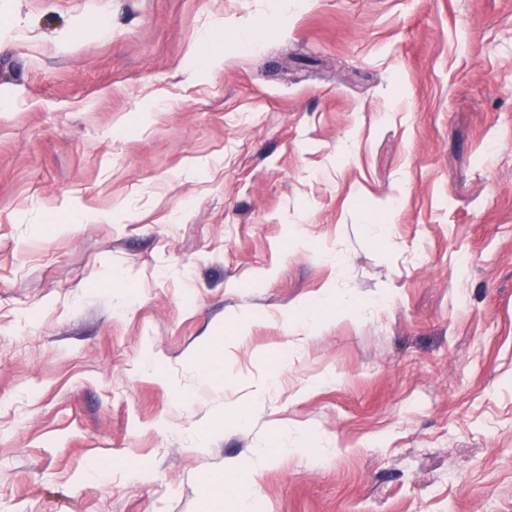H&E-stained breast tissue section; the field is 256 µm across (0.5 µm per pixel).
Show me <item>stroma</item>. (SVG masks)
Listing matches in <instances>:
<instances>
[{
    "label": "stroma",
    "mask_w": 512,
    "mask_h": 512,
    "mask_svg": "<svg viewBox=\"0 0 512 512\" xmlns=\"http://www.w3.org/2000/svg\"><path fill=\"white\" fill-rule=\"evenodd\" d=\"M244 499L512 512V0H0V512Z\"/></svg>",
    "instance_id": "35a3bbf8"
}]
</instances>
